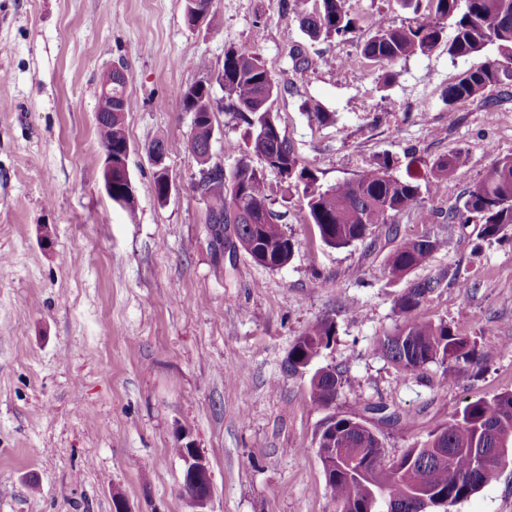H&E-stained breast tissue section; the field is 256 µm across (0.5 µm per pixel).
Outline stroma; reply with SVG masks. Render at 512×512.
Segmentation results:
<instances>
[{
	"label": "stroma",
	"instance_id": "obj_1",
	"mask_svg": "<svg viewBox=\"0 0 512 512\" xmlns=\"http://www.w3.org/2000/svg\"><path fill=\"white\" fill-rule=\"evenodd\" d=\"M319 0H214L221 29L189 25L185 0H0V512H112L121 494L132 512H193L173 448L188 435L207 457L212 512H335L317 453L329 417L367 423L390 457L418 446L475 399L512 391V236L478 246L474 228L447 213L512 156V80L484 102L446 111L441 93L478 63L448 41L385 64L360 47L383 17L407 27L428 17L399 0H347L361 20L344 38H312L298 13ZM249 46L280 87L272 110L301 163L331 186L382 158L398 177L425 173L461 150L468 164L424 195L425 222L396 216L401 236L443 238L410 278L384 272L392 244H323L301 191L277 198L296 242L279 269L242 249L212 245L207 202L195 191L200 165L184 148L191 113L174 91L203 79L194 59L221 70L224 53ZM310 59L295 69L292 51ZM125 64V128L133 208L113 203L102 179L96 131L99 75ZM329 113L318 121L315 111ZM213 160L232 170L244 125L214 117ZM176 143L166 160L172 192L158 201L147 148ZM458 272L469 291L439 289L417 309L447 321L484 359L449 386L429 366L404 377L377 349L400 322L395 301L410 280ZM336 335L317 366L342 368L346 384L322 407L310 373H286L288 352L317 321ZM407 413L402 427L375 404ZM452 512H512V459L498 479Z\"/></svg>",
	"mask_w": 512,
	"mask_h": 512
}]
</instances>
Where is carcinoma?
<instances>
[{"instance_id":"carcinoma-1","label":"carcinoma","mask_w":512,"mask_h":512,"mask_svg":"<svg viewBox=\"0 0 512 512\" xmlns=\"http://www.w3.org/2000/svg\"><path fill=\"white\" fill-rule=\"evenodd\" d=\"M211 0H193V7L205 13L214 29L223 26L222 16L209 8ZM320 9L300 16V26L312 37H345L355 32L359 19L345 8L346 0H319ZM432 10L414 27L399 28L385 19L373 25L371 37L363 44V58L392 63L437 47L444 34V22L454 20V36L448 54L468 56L480 53L487 45H497L501 60L483 63L460 79L448 84L442 93L448 111L460 103L483 98L484 91L502 79L512 78V0H428ZM224 74L218 77L224 91V111L248 129V153L263 166L281 176L287 186L303 185V199L310 223L319 238L331 247L364 242L383 228L392 238L393 248L385 272L401 279L424 266L439 248L440 240L425 232L415 237H398L394 217L422 204L421 182L448 178L466 165L468 154L450 152L438 157L429 176L399 178L388 160L362 172L356 179L324 187L316 175L301 165L293 147L281 134L271 109L279 88L260 55L246 46L232 47L224 53ZM112 84V100L124 103L127 86L113 82L109 70L100 76V85ZM180 102L195 110L187 148L206 164L211 128L206 119L208 93L203 89L180 88ZM102 148L112 150V188L126 186L125 161L121 156L130 146L124 119L97 115ZM206 199L208 223L215 247H224V233L259 265L276 269L288 263L295 241L281 224L282 215L273 209L263 173L240 161L228 173L209 174L195 184ZM448 222L478 225L477 239L488 245L502 241L512 227V157L494 161L483 180L470 190L462 203L448 212ZM457 274L445 271L411 284L396 300L402 324L395 333L378 340V350L404 376L414 375L430 365L441 368L442 381L480 366V357L468 337L459 334L448 322L422 321L415 311L429 294L448 285ZM336 334L333 322L323 319L304 332L288 353L286 369L317 358ZM343 372L335 366L319 368L310 381V398L326 405L343 390ZM336 432L335 447L360 457L365 474L356 476L336 458V474L326 483L336 502V512H419L421 505L412 495L418 491L429 499L445 501L444 512L467 500L500 475V467L512 450V391L490 399L480 398L464 406L444 427L429 434L427 440L409 448L398 459L386 457L384 446L367 425L338 417L318 441Z\"/></svg>"}]
</instances>
